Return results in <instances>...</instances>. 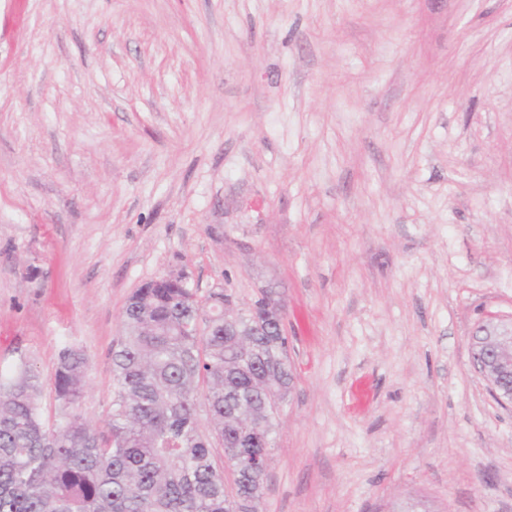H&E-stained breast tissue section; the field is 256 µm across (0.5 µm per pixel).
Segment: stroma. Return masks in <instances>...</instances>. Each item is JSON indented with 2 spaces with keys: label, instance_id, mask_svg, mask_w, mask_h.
I'll use <instances>...</instances> for the list:
<instances>
[{
  "label": "stroma",
  "instance_id": "1",
  "mask_svg": "<svg viewBox=\"0 0 512 512\" xmlns=\"http://www.w3.org/2000/svg\"><path fill=\"white\" fill-rule=\"evenodd\" d=\"M171 273L283 308L259 512H512V0H0V367L105 427ZM476 336H483L487 359L477 362L472 358L475 371L487 378L496 400L512 404V318L509 321L491 319L478 326L473 334L474 341Z\"/></svg>",
  "mask_w": 512,
  "mask_h": 512
}]
</instances>
